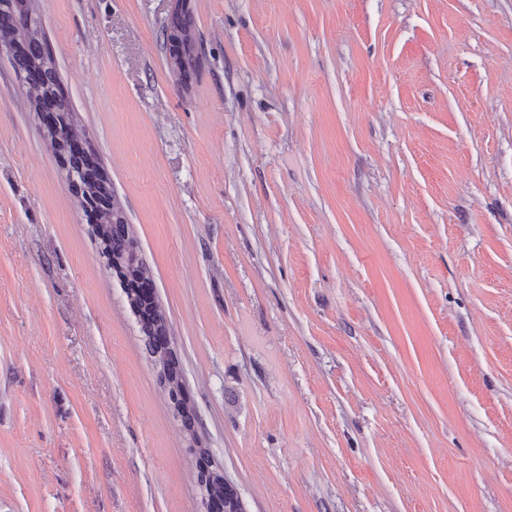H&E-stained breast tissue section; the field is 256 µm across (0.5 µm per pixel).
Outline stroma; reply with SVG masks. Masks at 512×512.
Returning a JSON list of instances; mask_svg holds the SVG:
<instances>
[{"instance_id":"1","label":"stroma","mask_w":512,"mask_h":512,"mask_svg":"<svg viewBox=\"0 0 512 512\" xmlns=\"http://www.w3.org/2000/svg\"><path fill=\"white\" fill-rule=\"evenodd\" d=\"M31 0L247 512H512V0ZM0 53V512H205ZM164 42L169 54L173 52L174 40H179L185 51L196 52L194 21L188 9H177L164 28Z\"/></svg>"}]
</instances>
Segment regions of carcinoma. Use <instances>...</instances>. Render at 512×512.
I'll list each match as a JSON object with an SVG mask.
<instances>
[{"mask_svg":"<svg viewBox=\"0 0 512 512\" xmlns=\"http://www.w3.org/2000/svg\"><path fill=\"white\" fill-rule=\"evenodd\" d=\"M0 33L16 39L14 68L28 84L26 94L31 107L38 109L48 98L57 104L56 121L47 128L45 137L64 155L67 180L79 189L81 205L92 207L101 253L126 279L127 301L139 315L141 330L149 353L159 367V375L176 381V386L167 391L168 399L185 430L192 431L195 408L184 393L182 368L169 342L166 316L151 293L152 275L134 250V238L129 234L125 213L116 203L111 182L100 166L95 148L85 143V135L72 121L69 104L63 103L65 95L52 50L43 35L41 18L25 0H0ZM176 39L184 50L196 51L194 21L187 9L172 13L164 28L168 52H173ZM195 470L207 512H245L238 493L227 484L223 474L212 468L204 449L195 451Z\"/></svg>","mask_w":512,"mask_h":512,"instance_id":"carcinoma-1","label":"carcinoma"}]
</instances>
